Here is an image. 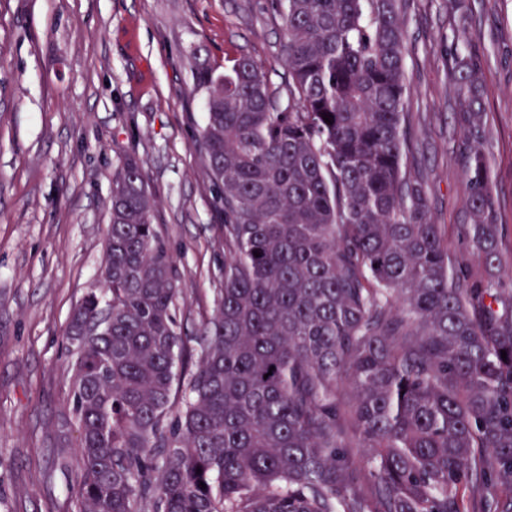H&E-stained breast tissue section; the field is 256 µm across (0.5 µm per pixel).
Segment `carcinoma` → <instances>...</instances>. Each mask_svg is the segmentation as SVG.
I'll return each instance as SVG.
<instances>
[{
  "label": "carcinoma",
  "mask_w": 512,
  "mask_h": 512,
  "mask_svg": "<svg viewBox=\"0 0 512 512\" xmlns=\"http://www.w3.org/2000/svg\"><path fill=\"white\" fill-rule=\"evenodd\" d=\"M276 6L287 103L252 58L193 51L224 213L193 373L157 200L134 159L112 179L101 286L69 324L79 512H512V289L477 65L457 48L448 70L472 139L455 262L410 169L408 0Z\"/></svg>",
  "instance_id": "cac0c4a2"
}]
</instances>
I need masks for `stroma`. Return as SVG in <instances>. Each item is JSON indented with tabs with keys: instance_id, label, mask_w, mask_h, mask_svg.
<instances>
[{
	"instance_id": "1",
	"label": "stroma",
	"mask_w": 512,
	"mask_h": 512,
	"mask_svg": "<svg viewBox=\"0 0 512 512\" xmlns=\"http://www.w3.org/2000/svg\"><path fill=\"white\" fill-rule=\"evenodd\" d=\"M410 0L406 103L419 168L448 252L468 187L465 137L452 119L451 43L481 67L492 197L512 261V0ZM284 18L271 0H0V512H75L78 432L67 415L73 308L98 284L122 158L138 159L177 266L188 349L224 281V217L195 140L206 120L191 51L247 55L286 102Z\"/></svg>"
}]
</instances>
